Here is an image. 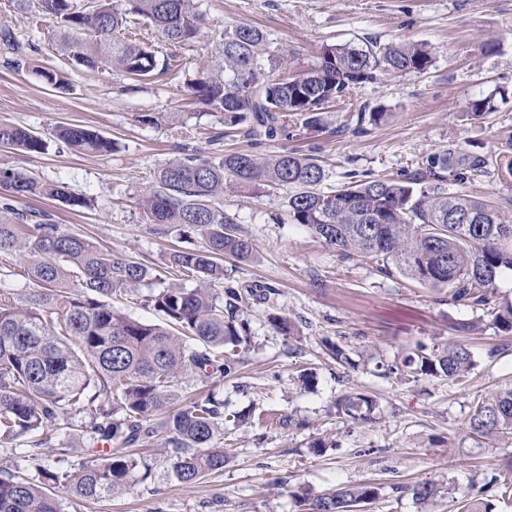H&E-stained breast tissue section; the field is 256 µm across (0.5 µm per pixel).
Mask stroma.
I'll return each mask as SVG.
<instances>
[{
    "label": "stroma",
    "instance_id": "stroma-1",
    "mask_svg": "<svg viewBox=\"0 0 512 512\" xmlns=\"http://www.w3.org/2000/svg\"><path fill=\"white\" fill-rule=\"evenodd\" d=\"M207 19L192 43L170 47L158 35L149 41L161 54L182 61L179 73L164 72L136 81L101 67H73L61 52L52 27L38 11L0 0V29H10L24 46L26 62L13 63L0 46V123L38 132L44 153L29 156L0 147V162L48 182H62L87 207L73 211L54 200H17L20 209L50 215L61 229L111 247L119 258L162 265L167 252L189 241L178 231L155 234L143 213L154 173L183 149L210 151L214 119L207 105L184 100L177 87L206 63L212 35L240 22L261 28L268 49L288 71L301 70L323 44H358L372 38L423 42L434 50L426 73L384 76L325 106L324 131L290 124L288 136L273 141L232 137L225 149L264 155L294 150L314 155L326 187H338L349 173L399 180L426 167L433 155L451 147L479 154L495 150L512 134V0H198ZM493 52H485V42ZM62 74L59 88L44 72ZM490 98L482 118L469 116L470 101ZM382 119L354 133L360 109ZM154 115V123L143 115ZM81 125L116 144L112 154L73 152L58 141L59 124ZM288 188L263 196L229 184L224 211L251 240L255 256L227 259L224 275L238 286L269 287L267 303L249 304L252 346L239 371L224 378L192 376L187 390H214L226 413L247 414L246 423H226L223 473L193 486L174 481L160 443L140 446L150 478L124 493L95 501L63 498L64 512H300L303 489L321 494L346 485L371 483L381 495L365 512H456L462 495L491 501L494 512H512V498L496 495L495 483H512L503 461L512 457V430L490 439L473 437L468 419L478 403L512 388V333L502 332L490 310L452 301L447 291L400 275H384L371 257L340 256L305 227L292 223L285 203ZM282 314L300 333L288 337L268 318ZM475 323L467 336L458 322ZM347 349L393 361L416 345L465 342L475 367L465 383L357 370L340 374L323 354L322 339ZM312 372L303 386L300 371ZM374 396L373 422L337 417L341 395ZM51 450L40 465L55 467L56 449H66V467L89 458L79 429L47 431ZM318 438L332 446L311 454ZM432 481L448 492L431 503L413 499L411 485Z\"/></svg>",
    "mask_w": 512,
    "mask_h": 512
}]
</instances>
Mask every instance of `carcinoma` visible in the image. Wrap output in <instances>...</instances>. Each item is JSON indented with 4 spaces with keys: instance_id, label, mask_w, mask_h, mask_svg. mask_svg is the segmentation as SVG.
Masks as SVG:
<instances>
[{
    "instance_id": "1",
    "label": "carcinoma",
    "mask_w": 512,
    "mask_h": 512,
    "mask_svg": "<svg viewBox=\"0 0 512 512\" xmlns=\"http://www.w3.org/2000/svg\"><path fill=\"white\" fill-rule=\"evenodd\" d=\"M42 15L53 24L59 48L71 63L88 69L107 66L143 80L170 70L161 58L137 40L148 25L171 45L196 40L206 18L194 0H118L108 12L79 0H39ZM433 52L424 44L361 46L324 45L316 60L289 76L276 73L281 57L267 53L259 28L240 23L217 34L208 65L178 87L184 96L214 110L221 125L211 137L219 145L231 133L272 141L296 118L309 130L321 127V109L382 74H423ZM56 135L80 153L106 156L114 142L77 125H61ZM0 146L26 155L46 150L36 132L0 124ZM502 179L512 178V141L494 154ZM489 160L453 148L434 155L421 171L399 181L370 177L324 189L325 174L316 159L281 151L265 156L220 149L205 153L186 149L163 164L144 202L147 223L158 234L175 228L193 239V248L171 250L164 271L138 260L120 259L86 237L22 211L17 198H47L71 208L88 201L63 183H49L0 164V254L26 262L28 288L16 302L0 290V444L27 440V456L46 445L43 431L72 425L83 415V436L90 451L108 445L79 469L36 466L27 474L0 467V512H63L49 489L61 487L79 499H101L146 480L150 468L130 448L158 435L153 417L167 411L162 429L170 474L191 486L202 477L221 473L227 462L224 422H243L226 415L224 401L209 393L177 409L182 380L192 375L224 376L243 363L250 344L242 304L257 297L253 288L224 285V258H252L254 247L238 223L224 212L219 198L224 182L257 193L281 187L288 194V215L342 256L367 255L380 271L446 288L451 299L472 307H492L495 323L512 332V303H496L497 280L512 272V219L505 209L512 199H478L442 187L446 174L487 173ZM167 273L163 279L161 273ZM195 281L188 289L181 277ZM162 283L146 296L165 324L134 319L109 300L125 296L152 281ZM223 291H216L217 287ZM269 322L288 336L297 326L288 317ZM323 346L347 373L359 369L345 346L325 339ZM474 365L463 343L416 349L390 364L375 362L387 375L461 381ZM373 397L350 393L336 400V413L354 422L373 421ZM468 425L479 436L512 429V389L482 401ZM413 498L427 504L442 488L432 481L411 487ZM379 496L372 484L342 486L313 498L303 497L307 512H355Z\"/></svg>"
}]
</instances>
